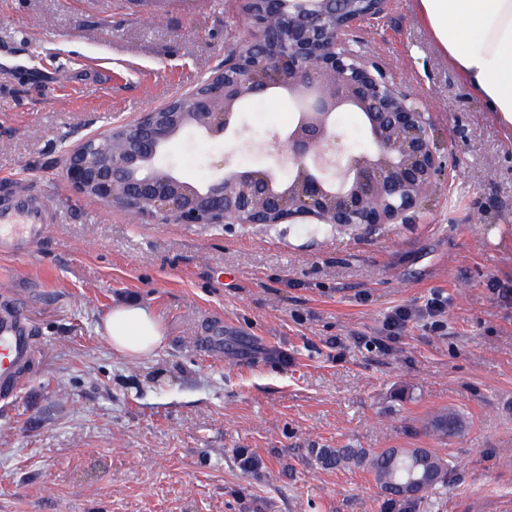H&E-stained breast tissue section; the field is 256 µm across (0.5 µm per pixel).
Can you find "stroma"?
<instances>
[{"label":"stroma","mask_w":512,"mask_h":512,"mask_svg":"<svg viewBox=\"0 0 512 512\" xmlns=\"http://www.w3.org/2000/svg\"><path fill=\"white\" fill-rule=\"evenodd\" d=\"M242 6L150 20L130 0H0V176L37 179L61 213L34 253L0 255V302L21 306L36 351L0 415V512H386L373 478L324 466V448L430 449L448 471L410 512H512V134L416 0L352 30L423 105L445 162L381 231L157 224L65 180L86 137L193 89L250 41ZM296 118L263 95L236 117L245 146L184 136L162 162L197 184L225 156L260 168ZM130 300L164 328L151 358H122L100 331ZM400 307L415 314L392 336ZM442 411L455 434L429 428Z\"/></svg>","instance_id":"35a3bbf8"}]
</instances>
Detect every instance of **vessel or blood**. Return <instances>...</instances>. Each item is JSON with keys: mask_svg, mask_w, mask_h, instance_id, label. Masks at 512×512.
<instances>
[{"mask_svg": "<svg viewBox=\"0 0 512 512\" xmlns=\"http://www.w3.org/2000/svg\"><path fill=\"white\" fill-rule=\"evenodd\" d=\"M59 212L39 184L0 192V254L28 255L44 239ZM34 352L32 329L19 306L0 310V400L15 394L20 370Z\"/></svg>", "mask_w": 512, "mask_h": 512, "instance_id": "b4317fda", "label": "vessel or blood"}]
</instances>
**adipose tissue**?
<instances>
[{"label":"adipose tissue","instance_id":"adipose-tissue-1","mask_svg":"<svg viewBox=\"0 0 512 512\" xmlns=\"http://www.w3.org/2000/svg\"><path fill=\"white\" fill-rule=\"evenodd\" d=\"M435 41L474 96L512 133V0H419ZM103 328L114 352L147 358L163 344L150 307L119 304Z\"/></svg>","mask_w":512,"mask_h":512}]
</instances>
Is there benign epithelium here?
Returning <instances> with one entry per match:
<instances>
[{
	"mask_svg": "<svg viewBox=\"0 0 512 512\" xmlns=\"http://www.w3.org/2000/svg\"><path fill=\"white\" fill-rule=\"evenodd\" d=\"M253 41L190 92L69 152L72 189L158 223L345 224L374 229L413 210L442 169L430 123L387 69L351 44L353 25L387 0H249ZM280 91L302 105L296 122L267 144L274 164L242 169L229 158L203 185L158 164L193 130L221 139L248 99ZM363 115L374 150L352 154L335 113ZM291 170L283 181L282 168Z\"/></svg>",
	"mask_w": 512,
	"mask_h": 512,
	"instance_id": "obj_1",
	"label": "benign epithelium"
}]
</instances>
